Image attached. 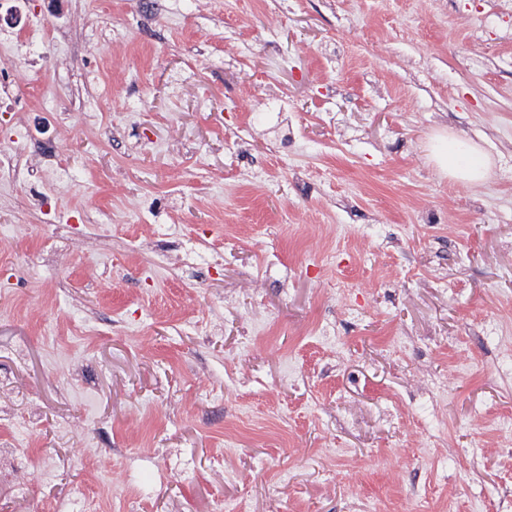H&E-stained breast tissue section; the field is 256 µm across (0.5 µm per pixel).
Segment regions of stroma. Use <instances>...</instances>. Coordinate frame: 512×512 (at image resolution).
<instances>
[{
    "label": "stroma",
    "instance_id": "35a3bbf8",
    "mask_svg": "<svg viewBox=\"0 0 512 512\" xmlns=\"http://www.w3.org/2000/svg\"><path fill=\"white\" fill-rule=\"evenodd\" d=\"M20 5L0 512H512V0ZM27 77L25 80H21L18 73L14 74V63L12 59H8L7 62L1 58L0 60V74H6L7 76H12V87L15 86L16 89L21 93L29 92L33 86L37 85L41 78V74L38 70H36L31 64L27 66ZM432 154L441 172L465 184L477 185L489 176L492 160L471 140L459 136L439 138L432 146Z\"/></svg>",
    "mask_w": 512,
    "mask_h": 512
}]
</instances>
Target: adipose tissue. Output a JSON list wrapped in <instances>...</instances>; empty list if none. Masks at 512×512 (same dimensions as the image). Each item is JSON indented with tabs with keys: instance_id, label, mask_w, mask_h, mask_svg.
Instances as JSON below:
<instances>
[{
	"instance_id": "obj_1",
	"label": "adipose tissue",
	"mask_w": 512,
	"mask_h": 512,
	"mask_svg": "<svg viewBox=\"0 0 512 512\" xmlns=\"http://www.w3.org/2000/svg\"><path fill=\"white\" fill-rule=\"evenodd\" d=\"M432 154L441 172L469 185L484 182L490 173L491 158L479 145L459 136L438 139Z\"/></svg>"
}]
</instances>
